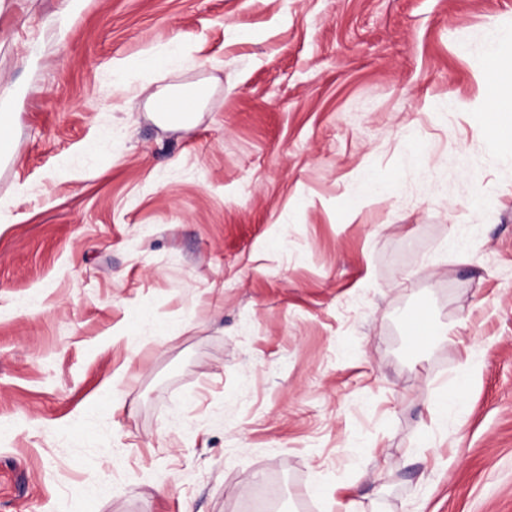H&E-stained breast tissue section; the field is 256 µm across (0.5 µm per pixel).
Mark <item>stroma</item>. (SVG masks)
I'll use <instances>...</instances> for the list:
<instances>
[{
    "label": "stroma",
    "mask_w": 512,
    "mask_h": 512,
    "mask_svg": "<svg viewBox=\"0 0 512 512\" xmlns=\"http://www.w3.org/2000/svg\"><path fill=\"white\" fill-rule=\"evenodd\" d=\"M494 27L512 0H0V512H512ZM198 81L194 128L148 118ZM181 52V48L179 46H174L169 44L165 50H162L157 53H149L145 54L139 60V68L144 72H151L156 69L162 68L166 66L172 57Z\"/></svg>",
    "instance_id": "obj_1"
}]
</instances>
